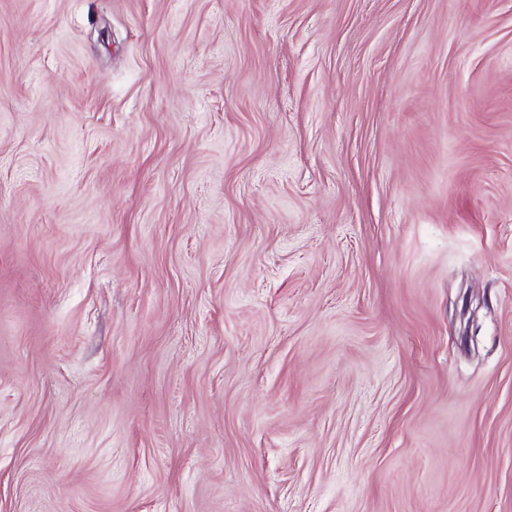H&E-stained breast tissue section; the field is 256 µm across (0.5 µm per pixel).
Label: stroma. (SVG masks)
Wrapping results in <instances>:
<instances>
[{"mask_svg": "<svg viewBox=\"0 0 512 512\" xmlns=\"http://www.w3.org/2000/svg\"><path fill=\"white\" fill-rule=\"evenodd\" d=\"M0 512H512V0H0Z\"/></svg>", "mask_w": 512, "mask_h": 512, "instance_id": "stroma-1", "label": "stroma"}]
</instances>
